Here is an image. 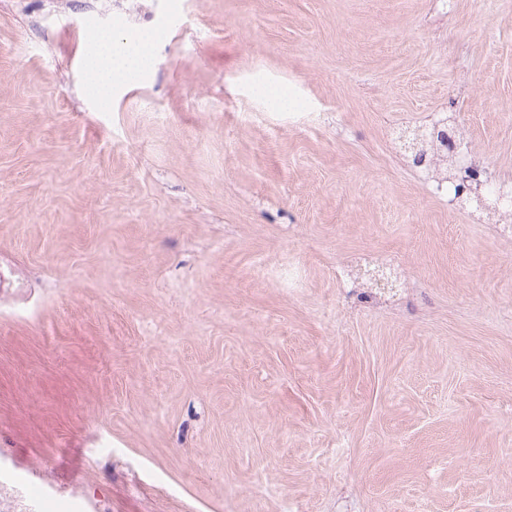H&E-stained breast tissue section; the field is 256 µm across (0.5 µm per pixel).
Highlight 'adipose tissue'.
I'll list each match as a JSON object with an SVG mask.
<instances>
[{
  "label": "adipose tissue",
  "mask_w": 512,
  "mask_h": 512,
  "mask_svg": "<svg viewBox=\"0 0 512 512\" xmlns=\"http://www.w3.org/2000/svg\"><path fill=\"white\" fill-rule=\"evenodd\" d=\"M154 30H141L136 38L126 40L123 51H116L109 33L96 32L85 55V67L98 92L111 90L118 81L135 82L153 66Z\"/></svg>",
  "instance_id": "ef3b65f1"
}]
</instances>
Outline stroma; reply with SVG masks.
Instances as JSON below:
<instances>
[{"label":"stroma","mask_w":512,"mask_h":512,"mask_svg":"<svg viewBox=\"0 0 512 512\" xmlns=\"http://www.w3.org/2000/svg\"><path fill=\"white\" fill-rule=\"evenodd\" d=\"M145 27L95 94L90 29ZM441 111L512 181V0H0L13 464L112 512H512V235L394 139ZM155 37L154 30H141L136 38L124 40V50L119 52L114 48L111 34L96 32L85 55V67L98 92H109L118 81L136 82L143 73H149Z\"/></svg>","instance_id":"1"}]
</instances>
